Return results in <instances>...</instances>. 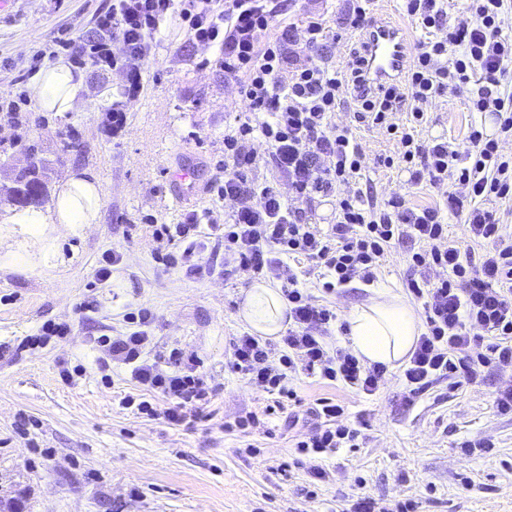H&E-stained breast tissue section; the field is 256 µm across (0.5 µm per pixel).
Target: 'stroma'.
<instances>
[{
  "label": "stroma",
  "mask_w": 512,
  "mask_h": 512,
  "mask_svg": "<svg viewBox=\"0 0 512 512\" xmlns=\"http://www.w3.org/2000/svg\"><path fill=\"white\" fill-rule=\"evenodd\" d=\"M107 3L15 0L11 14L0 15V95L27 74L34 49L57 31L92 36V16ZM347 9V0H287L285 18L301 26L308 14H322L327 51L342 66L356 41ZM212 56L173 24L138 97H124L122 73L86 68L90 93L78 111L34 109L17 124L0 123L1 157L22 165L21 145H36L56 163L53 184L89 172L101 203L98 223L67 240L53 226L35 242L19 225L0 224V503L20 504L23 512H345L364 493L388 502L412 498L423 512H512V417L491 405L493 392L512 380L493 369L478 387L436 382L411 407L403 403L398 367L373 396L300 373L290 382L299 397L291 407L296 421L276 414L270 434L247 440L224 431V421L267 403L230 365L233 338L248 330L239 311L252 283L225 279L218 254L210 257L214 275L203 280L167 268L157 259L165 245L152 235L153 223L175 224L185 209L219 204L209 187L213 165L224 156V125L241 101L223 71L209 65ZM469 95L464 89L427 106L419 139L444 137L462 152L476 128L512 157V137L490 114L471 111ZM116 101L125 114L114 132L108 110ZM353 113L352 103H342L335 120L363 147L369 195L380 202L398 192L415 207L441 204L429 185H410L408 172L378 164L396 143L386 129L355 122ZM185 164L204 187L189 205L175 200L167 177ZM410 249L394 245L374 284L356 282L331 296L338 319L382 289L405 294L408 281L421 277L407 261ZM110 250L123 260L102 281L95 270ZM145 307L154 314V353L178 347L199 357L217 385L211 421L175 429L139 417L118 404L125 381L102 383L99 337L127 333L125 314ZM47 322L70 331L25 347L24 338ZM65 368L76 369L74 384L62 381ZM321 398L346 406L361 435L357 447L327 456L330 480L315 484L307 475L311 460L294 442L314 427L308 409ZM485 434L495 438L493 451L461 455V442Z\"/></svg>",
  "instance_id": "stroma-1"
}]
</instances>
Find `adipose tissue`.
<instances>
[{"label":"adipose tissue","mask_w":512,"mask_h":512,"mask_svg":"<svg viewBox=\"0 0 512 512\" xmlns=\"http://www.w3.org/2000/svg\"><path fill=\"white\" fill-rule=\"evenodd\" d=\"M29 89L41 111L70 112L83 100L87 85L81 74L55 61L32 76ZM99 210L98 188L80 172L70 174L60 185L51 208L12 209L0 220L20 225L35 236L49 224L63 225L68 235L78 236L98 222ZM240 316L258 335L279 336L288 327V302L280 289L260 282L247 292ZM346 333L358 358L391 366L413 349L421 334V322L405 298L385 290L347 317Z\"/></svg>","instance_id":"1"}]
</instances>
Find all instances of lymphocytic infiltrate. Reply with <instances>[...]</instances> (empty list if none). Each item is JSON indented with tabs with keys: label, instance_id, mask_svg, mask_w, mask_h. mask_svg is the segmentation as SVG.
Masks as SVG:
<instances>
[{
	"label": "lymphocytic infiltrate",
	"instance_id": "obj_1",
	"mask_svg": "<svg viewBox=\"0 0 512 512\" xmlns=\"http://www.w3.org/2000/svg\"><path fill=\"white\" fill-rule=\"evenodd\" d=\"M281 2L112 0L95 14L93 36L54 37L33 56L37 62L63 56L78 68L121 71L125 93L133 98L160 48L159 34L176 17L192 43L216 48L214 65L226 84L238 88L243 110L224 129V158L213 181L229 209L190 210L180 223L154 230L166 243V267L180 266L204 279L212 274L205 252L220 251L225 278L244 273L268 278L279 283L288 302V329L278 348L248 333L232 342V369L273 402L263 414L225 423V430L246 436L262 430L263 416L294 398L288 380L299 372L369 396L380 390L386 366L330 347L336 312L301 287L293 264L307 260L325 267L331 278L322 291L329 295L356 280L374 282L389 248L405 238L419 244L409 255L410 267L439 274L408 284L423 301L426 323L403 370L409 397L440 380L457 388L481 385L489 368L512 377V245L504 244L501 224L484 207L488 201H512V163L501 159L495 140L476 129L462 155L446 140L418 138L425 105L473 79L478 87L472 110L492 113L501 131L512 133V95L502 84L512 67V38L502 29L505 0H470L472 17L464 21L451 20L442 0H404L407 16L426 37L417 43L404 81L371 91L360 83L361 47L352 49L346 69H337L324 52L323 18L309 16L301 26L280 21ZM272 27L278 34L270 39L266 33ZM347 99L357 105V121L376 127L386 125L389 114H407L397 149L384 163L407 169L411 184L429 183L441 192L444 206L413 207L401 195L379 203L356 188L362 150L351 129L335 121ZM258 140L265 142L266 153L257 152ZM329 197L336 200V216L324 231L312 224L310 207ZM448 215L467 226L469 244L449 239ZM475 244L482 254L472 252ZM152 320V311L142 308L129 314L134 326L129 334L101 337L100 370L126 366L135 392L120 404L136 407L148 419L172 427L209 420L216 386L199 360L182 349L152 357L147 332ZM310 413L316 424L295 448L315 457L308 475L322 482L327 471L319 457L354 444L360 431L330 399L317 400Z\"/></svg>",
	"mask_w": 512,
	"mask_h": 512
}]
</instances>
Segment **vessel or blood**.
<instances>
[{"instance_id": "1", "label": "vessel or blood", "mask_w": 512, "mask_h": 512, "mask_svg": "<svg viewBox=\"0 0 512 512\" xmlns=\"http://www.w3.org/2000/svg\"><path fill=\"white\" fill-rule=\"evenodd\" d=\"M411 38L390 14L379 13L372 29L364 37L361 64L367 85L384 86L402 79L410 63ZM177 196L193 199L200 191L193 168L185 167L176 173Z\"/></svg>"}]
</instances>
